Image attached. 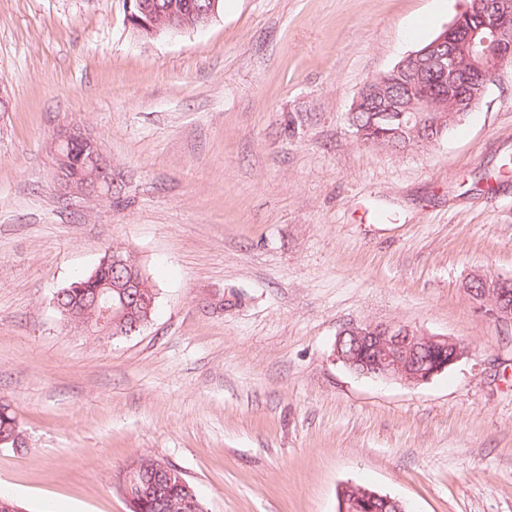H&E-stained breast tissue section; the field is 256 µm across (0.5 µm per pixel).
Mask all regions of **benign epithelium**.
Returning a JSON list of instances; mask_svg holds the SVG:
<instances>
[{"mask_svg": "<svg viewBox=\"0 0 512 512\" xmlns=\"http://www.w3.org/2000/svg\"><path fill=\"white\" fill-rule=\"evenodd\" d=\"M221 0H125V20L139 36L150 39L161 34H178L208 22L220 8ZM512 63V0H489V10L481 23L474 26L470 16L459 14L428 46L421 48L393 67V74L406 79L411 98L400 112L401 126L415 132L427 125L440 136L444 127V98L458 91L460 77L479 76L481 90L494 81L498 71ZM389 73L372 77L359 92L352 111L366 107L377 94L382 103L371 112L383 120L396 111L386 87ZM84 142L86 149L78 165L82 177H67L59 167L55 177L61 197L85 194L88 184L96 190L112 185V165L104 158L98 144L75 126H64L52 136L49 151L56 159H65L62 151L73 141ZM479 282L482 287L475 288ZM463 288L477 309L500 322H512V281L473 273ZM110 283L103 280L94 290L95 300L104 303L102 316L83 324L95 336L112 331V313L118 306L111 303ZM469 353L468 346L448 336L429 335L400 322L351 325L340 331L333 348V360L365 376L393 379L409 385H421ZM140 460L134 459L123 468L119 489L130 508L140 510L150 491L136 483ZM337 512H375L379 504L393 507V512H406L404 503L376 490L343 484L337 490Z\"/></svg>", "mask_w": 512, "mask_h": 512, "instance_id": "benign-epithelium-1", "label": "benign epithelium"}]
</instances>
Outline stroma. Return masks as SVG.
<instances>
[{
    "label": "stroma",
    "instance_id": "35a3bbf8",
    "mask_svg": "<svg viewBox=\"0 0 512 512\" xmlns=\"http://www.w3.org/2000/svg\"><path fill=\"white\" fill-rule=\"evenodd\" d=\"M465 0H224L143 41L123 0H0V494L25 512H129L114 475L179 469L205 512H336L352 483L408 512H512V322L470 274L512 277V64L438 142L360 144L351 104ZM423 20L419 35L410 25ZM75 124L112 189L61 198ZM124 246L157 292L100 340L55 293ZM469 354L409 386L332 357L353 324ZM505 279L509 280L505 282ZM472 285L473 288H471ZM482 285L484 288H482ZM510 285L512 289L510 278L490 277L477 271L464 283L463 288L480 312L497 321L507 323L512 322ZM2 406L5 408V410H8L7 411V416H5L2 412V409L0 410V439L2 440H7L9 438L13 437L15 439V443H14V440L10 441V442H6L4 444H2L3 446H13L14 444V448H21V447H24V440H23V436L21 434V431L19 432L18 431V426L16 427L15 431H14V423L16 421V416L14 415V413L12 412V410L10 409L9 406L7 405H1V408ZM14 432V434H13ZM1 445V446H2Z\"/></svg>",
    "mask_w": 512,
    "mask_h": 512
}]
</instances>
